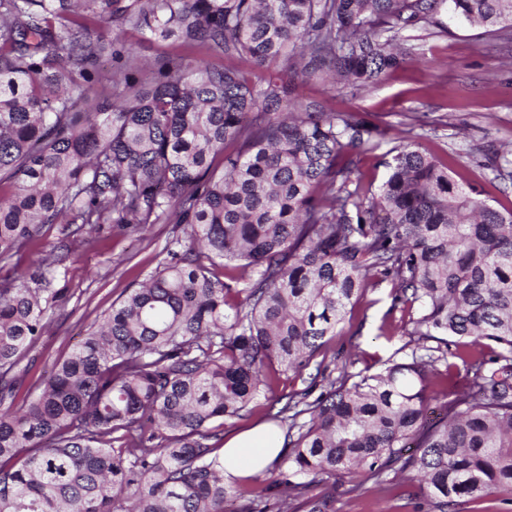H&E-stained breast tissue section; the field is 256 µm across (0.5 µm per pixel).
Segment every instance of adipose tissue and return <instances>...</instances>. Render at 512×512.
<instances>
[{
	"label": "adipose tissue",
	"instance_id": "obj_1",
	"mask_svg": "<svg viewBox=\"0 0 512 512\" xmlns=\"http://www.w3.org/2000/svg\"><path fill=\"white\" fill-rule=\"evenodd\" d=\"M282 445L280 435L263 425L230 437L224 444V469L239 475L267 466Z\"/></svg>",
	"mask_w": 512,
	"mask_h": 512
}]
</instances>
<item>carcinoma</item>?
<instances>
[{
	"label": "carcinoma",
	"mask_w": 512,
	"mask_h": 512,
	"mask_svg": "<svg viewBox=\"0 0 512 512\" xmlns=\"http://www.w3.org/2000/svg\"><path fill=\"white\" fill-rule=\"evenodd\" d=\"M444 8L512 37V0H0V512H336L318 486L388 471L426 485L413 512L512 505V211L415 144L368 194L353 174L380 126L293 98L306 77L382 81L395 34ZM126 27L253 71L175 58L142 80ZM108 32L107 99L78 112ZM479 164L512 176V150ZM161 222L165 256L23 391L74 250L24 254L53 224L76 244ZM386 279L417 312L410 352L373 375L349 352L332 377L326 337ZM288 372L307 385L278 395ZM262 397L287 442L270 476L226 480L224 424Z\"/></svg>",
	"instance_id": "1"
}]
</instances>
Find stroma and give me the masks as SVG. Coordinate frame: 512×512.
<instances>
[{
    "label": "stroma",
    "mask_w": 512,
    "mask_h": 512,
    "mask_svg": "<svg viewBox=\"0 0 512 512\" xmlns=\"http://www.w3.org/2000/svg\"><path fill=\"white\" fill-rule=\"evenodd\" d=\"M434 26L417 25L400 39L410 48L401 67L388 79L362 89L336 90L328 82L298 83L296 94L335 110L366 115L384 132L377 149L359 164L363 188L378 192L389 174L391 150L403 142L447 163L452 179L475 188L499 211L512 209V181L494 178L478 166L481 153L512 144V43L482 35L480 28L450 21L439 13ZM143 74L166 57L199 62L204 55L171 39L159 42L148 33L127 29ZM169 224L144 232L113 225L87 231L78 244L79 258L59 267L52 280L56 292L51 327L28 353L25 386H32L52 364L78 345L86 330L136 287L156 264L172 235ZM393 285L385 281L370 289L338 326L325 347L326 355L358 353L359 369L375 373L390 360L401 359L406 339L399 329L408 314L393 305ZM419 485L392 479L385 489L360 496L345 479L336 481V512H407L408 499H421Z\"/></svg>",
    "instance_id": "35a3bbf8"
}]
</instances>
